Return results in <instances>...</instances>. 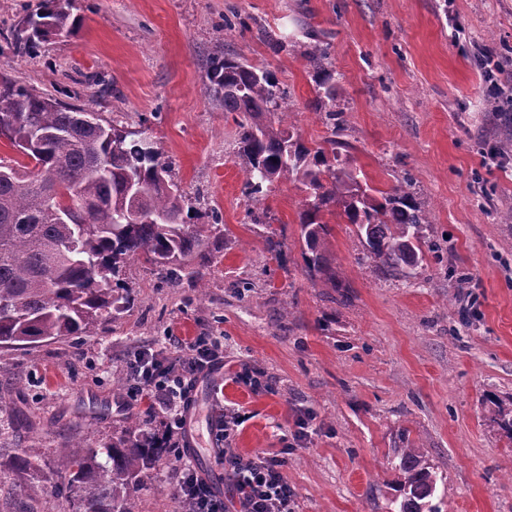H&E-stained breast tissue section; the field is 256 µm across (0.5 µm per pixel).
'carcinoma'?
<instances>
[{"instance_id": "1", "label": "carcinoma", "mask_w": 512, "mask_h": 512, "mask_svg": "<svg viewBox=\"0 0 512 512\" xmlns=\"http://www.w3.org/2000/svg\"><path fill=\"white\" fill-rule=\"evenodd\" d=\"M49 2L14 26L15 52L71 33L77 23L72 0ZM304 56L313 72V105L331 131L314 148L285 121L286 91L272 72L232 55L211 62L205 91L239 128L243 194L260 204L279 181L303 186L298 224L306 263L328 282L336 283V274L328 264L324 215L335 211L364 239L379 270L404 279L425 260L429 215L410 177L376 196L362 184L361 170L336 140L344 111L327 48L314 44ZM85 111L0 79V130L27 158H0V348L91 333L131 303L123 269L134 259L143 257L177 280L190 261L209 254L205 228H217L218 218L208 226L190 222L194 209L160 148L146 146L145 132L116 122L81 126ZM167 450L163 438L141 433L133 419L111 444L61 448L57 462L69 476L77 512H133L130 491ZM398 458L400 512L419 504L440 512L430 504L436 473L424 453L411 446L399 449Z\"/></svg>"}]
</instances>
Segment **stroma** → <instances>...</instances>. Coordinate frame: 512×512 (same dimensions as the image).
I'll return each instance as SVG.
<instances>
[{"instance_id":"1","label":"stroma","mask_w":512,"mask_h":512,"mask_svg":"<svg viewBox=\"0 0 512 512\" xmlns=\"http://www.w3.org/2000/svg\"><path fill=\"white\" fill-rule=\"evenodd\" d=\"M42 2L0 0V76L148 129L194 209L217 212L226 232L203 283L171 286L135 260L130 307L90 335L0 349V512H76L58 449L104 447L133 417L163 434L161 412L113 384L136 348L203 333L222 337L224 368L192 393L202 443L213 446L221 406L238 409L232 448L283 454L299 512H399L394 458L405 429L436 472L440 512H512V441L499 426L512 411V223L497 221L512 212V152L486 156L500 137L494 113H512V0H74L76 33L13 53L17 15ZM316 38L341 76L339 138L357 167L382 189L411 176L431 214L441 252L411 281L366 262L336 216V280L310 274L304 194L292 183L274 184L268 225L246 216L239 128L206 95L207 70L224 52L272 71L311 146L330 135L303 55ZM480 47L491 69L478 66ZM244 365L266 390L235 382ZM302 418L309 436L299 442ZM26 451L36 472L13 467ZM174 461L143 475L134 512H180L166 481ZM32 482L42 493L18 501Z\"/></svg>"}]
</instances>
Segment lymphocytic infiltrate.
<instances>
[{
	"instance_id": "lymphocytic-infiltrate-1",
	"label": "lymphocytic infiltrate",
	"mask_w": 512,
	"mask_h": 512,
	"mask_svg": "<svg viewBox=\"0 0 512 512\" xmlns=\"http://www.w3.org/2000/svg\"><path fill=\"white\" fill-rule=\"evenodd\" d=\"M223 361L219 337L208 335L188 341L173 339L171 349L164 352L143 346L127 358L125 376L131 392L158 405L165 416L169 447L178 451L183 440L196 379ZM242 422L239 411L228 409L213 428L215 441L223 445L218 462L235 491L233 500H225L191 460L178 452L169 485L184 512H297L296 494L284 473L282 457L265 452L243 454L226 447V440L236 435Z\"/></svg>"
}]
</instances>
